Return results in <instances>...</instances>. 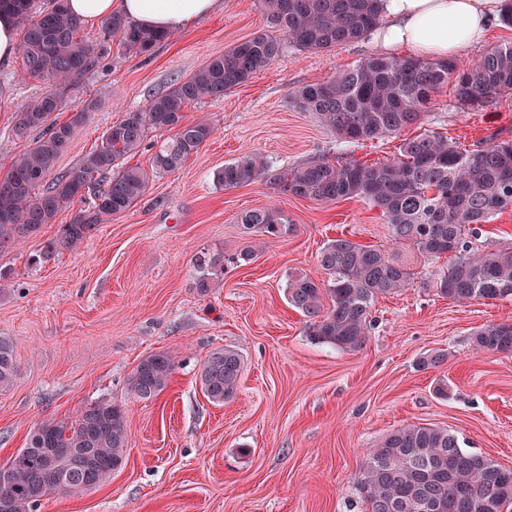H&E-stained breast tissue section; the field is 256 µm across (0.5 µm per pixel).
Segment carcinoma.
Segmentation results:
<instances>
[{
	"label": "carcinoma",
	"mask_w": 512,
	"mask_h": 512,
	"mask_svg": "<svg viewBox=\"0 0 512 512\" xmlns=\"http://www.w3.org/2000/svg\"><path fill=\"white\" fill-rule=\"evenodd\" d=\"M277 34H261L210 58L185 81L152 98L146 107L123 113L100 145L78 164L53 178L73 128L88 107L56 123L63 98L80 79L112 52L117 42L127 52L148 55L169 34L144 30L114 15L103 37L89 44L80 37L83 22L68 0H0V13L12 14L22 27L18 54L25 77L51 90L15 114L14 132L42 135L14 157L0 175V251L40 235L63 210L84 208L55 237L40 243L30 261L37 264L77 249L103 218L128 211L144 194L150 173L180 170L209 140L206 122L185 123L182 112L195 101L219 99L275 62L286 46L324 51L367 38L383 20L382 0H259ZM451 86L459 108L481 111L504 95L512 96V42L492 47L478 60L429 61L416 57L371 56L341 69L332 78L308 84L292 95L296 106L314 113L338 141L356 144L399 134L421 123L432 98ZM175 130L154 154L152 172L128 166L151 131ZM268 178L283 195L332 202L362 198L382 212L391 240L427 261L442 256L450 264L434 272L431 286L453 302L512 298V245L472 247L478 225L512 207V140L467 149L441 134L402 140L398 154L379 164L353 161L273 167L257 155L224 164L216 181L226 189ZM238 223L260 236L277 238L289 230L276 207L248 209ZM318 264L331 277L324 285L306 274L289 278V303L306 317V333L318 343L345 352L363 347L370 312L380 296L412 287L416 272L394 252L336 238L320 250ZM478 352L512 351V323L491 324L473 337ZM174 369L168 353L140 360L127 379L140 400L165 390ZM243 369L241 354L212 351L200 372L204 395L222 405L234 397ZM16 376L14 344L0 337V390ZM127 446L126 408L98 400L86 404L76 420L40 421L26 445L0 466V512H35L60 492H85L101 485L121 466ZM365 512H504L512 504V468L461 447L443 428L406 425L369 449L356 478Z\"/></svg>",
	"instance_id": "obj_1"
}]
</instances>
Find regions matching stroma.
I'll use <instances>...</instances> for the list:
<instances>
[{"mask_svg": "<svg viewBox=\"0 0 512 512\" xmlns=\"http://www.w3.org/2000/svg\"><path fill=\"white\" fill-rule=\"evenodd\" d=\"M273 28L257 0L224 9L146 56L120 47L84 76L55 117L89 106L58 161L64 173L94 150L123 112L146 106L208 59ZM376 36L329 51L293 47L219 100L188 104L187 122L213 136L177 172L151 179L127 212L98 224L84 245L34 266L30 241L0 252V336L13 340L17 376L0 391V465L41 420L72 421L103 398L127 409V451L100 487L61 493L37 512H365L355 477L365 449L405 426L448 429L463 448L512 468V352H476L474 332L512 322V298L454 303L428 286L432 267L404 249L418 276L405 292L378 298L362 349L347 353L305 333L287 299L289 274L327 282L317 257L345 237L391 249L380 210L360 198L328 203L276 193L261 180L233 189L215 180L225 163L258 154L274 166L315 161H386L400 137L341 145L291 96L336 70L382 54ZM22 76V60L0 63V165L29 148L13 126L22 105L45 92ZM435 132L467 148L512 140V97L479 112L436 95L411 135ZM274 204L292 222L264 239L237 222L240 212ZM253 250L251 263L239 255ZM219 256L208 292L196 261ZM243 357L236 395L212 404L200 370L212 350ZM168 353L174 370L156 398L140 400L126 380L145 356ZM439 354V366L424 357Z\"/></svg>", "mask_w": 512, "mask_h": 512, "instance_id": "stroma-1", "label": "stroma"}]
</instances>
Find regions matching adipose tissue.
Wrapping results in <instances>:
<instances>
[{
    "label": "adipose tissue",
    "mask_w": 512,
    "mask_h": 512,
    "mask_svg": "<svg viewBox=\"0 0 512 512\" xmlns=\"http://www.w3.org/2000/svg\"><path fill=\"white\" fill-rule=\"evenodd\" d=\"M504 0H383V46L429 60L456 58L479 43ZM70 11L96 24L120 15L139 27L175 32L219 11L222 0H69Z\"/></svg>",
    "instance_id": "ef3b65f1"
}]
</instances>
